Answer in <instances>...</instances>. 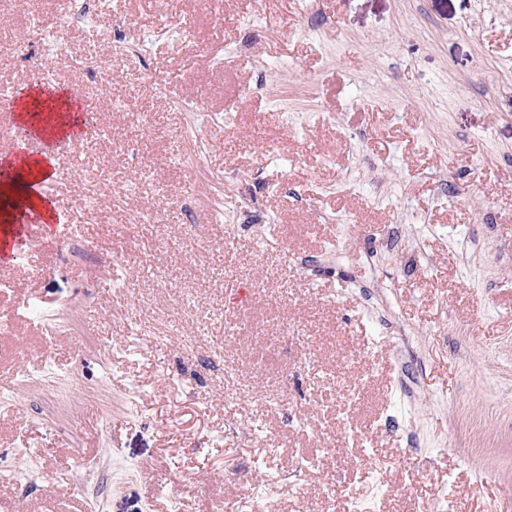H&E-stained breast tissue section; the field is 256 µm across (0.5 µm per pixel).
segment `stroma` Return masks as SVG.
I'll return each mask as SVG.
<instances>
[{"label": "stroma", "mask_w": 512, "mask_h": 512, "mask_svg": "<svg viewBox=\"0 0 512 512\" xmlns=\"http://www.w3.org/2000/svg\"><path fill=\"white\" fill-rule=\"evenodd\" d=\"M45 9L5 0L0 42ZM120 12L143 42L55 157L66 210L0 261V512H512V0H112L70 54L110 51ZM170 17L191 39L155 38ZM43 369L86 398L59 408Z\"/></svg>", "instance_id": "obj_1"}]
</instances>
